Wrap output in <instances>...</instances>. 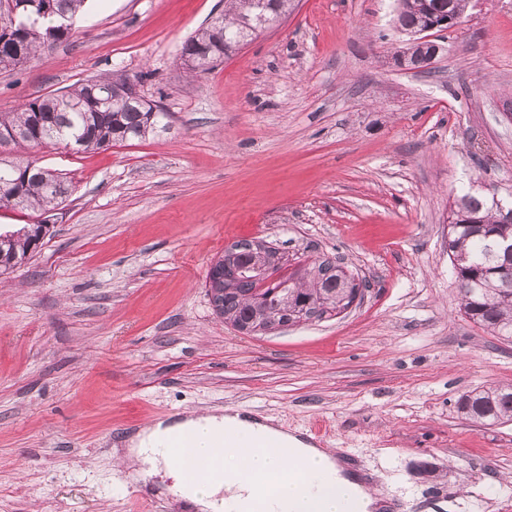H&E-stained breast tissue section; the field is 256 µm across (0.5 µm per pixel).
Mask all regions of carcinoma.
I'll return each mask as SVG.
<instances>
[{
    "label": "carcinoma",
    "mask_w": 512,
    "mask_h": 512,
    "mask_svg": "<svg viewBox=\"0 0 512 512\" xmlns=\"http://www.w3.org/2000/svg\"><path fill=\"white\" fill-rule=\"evenodd\" d=\"M29 7L18 11L16 22L0 26V71H10L28 62L52 45L71 37L73 20L87 0H24ZM397 20L408 33L424 30L466 11L469 0H398ZM293 0H225L224 14L189 37L182 57L191 70H210L225 56L252 37L271 28L288 15ZM433 40L413 39L398 53L397 61L414 66L431 57ZM124 80L100 75L66 90L37 97L16 112L0 113V129L12 130L16 148L64 145L78 153L113 144L143 140L169 129L167 113L149 112L138 103L108 98L106 90ZM70 184L62 174L37 165L27 157H0V208L13 207L44 215L57 210L69 195ZM448 225V256L456 272L461 310L473 323L503 341H512V277L505 280L498 270L512 272V255L492 250L494 239L512 237V216L502 213L494 196L467 191L456 197ZM50 232L48 224H28L12 233H0V275L25 263ZM350 278L339 270L316 283L300 288L277 285L256 292L252 275L239 276L229 286L214 280L206 283L214 311L236 325L259 312L281 319L285 312L308 301L331 311L346 302ZM457 411L471 423L494 425L512 421L511 387H477L463 393Z\"/></svg>",
    "instance_id": "carcinoma-1"
}]
</instances>
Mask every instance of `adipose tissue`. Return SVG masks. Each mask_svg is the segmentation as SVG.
Here are the masks:
<instances>
[{"label": "adipose tissue", "mask_w": 512, "mask_h": 512, "mask_svg": "<svg viewBox=\"0 0 512 512\" xmlns=\"http://www.w3.org/2000/svg\"><path fill=\"white\" fill-rule=\"evenodd\" d=\"M187 434L191 455L222 457L223 478L187 477L168 446ZM265 438L276 446L259 447ZM127 456L140 475L172 477L173 495L193 512H376L381 502L326 450L239 411L156 422L129 439Z\"/></svg>", "instance_id": "1"}]
</instances>
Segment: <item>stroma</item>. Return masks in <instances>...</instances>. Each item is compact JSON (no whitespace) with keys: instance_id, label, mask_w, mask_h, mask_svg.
<instances>
[{"instance_id":"stroma-1","label":"stroma","mask_w":512,"mask_h":512,"mask_svg":"<svg viewBox=\"0 0 512 512\" xmlns=\"http://www.w3.org/2000/svg\"><path fill=\"white\" fill-rule=\"evenodd\" d=\"M224 0H88L71 38L0 72V112L123 74L167 133L88 153L31 149L73 191L0 281V512H176L113 451L153 420L234 406L355 456L405 512H512V422L457 398L512 386V343L460 311L455 198L512 194V0H471L402 66L396 0H296L208 72L185 40ZM289 274L340 261L369 285L340 316L246 335L205 283L239 240ZM429 36L424 37L422 42H419V38L417 37L411 40V42H409V47H407L405 51H400L398 53L397 61L400 64L404 63L405 66L409 67L419 64L430 57L425 62L419 64V67L422 69L428 68L434 62L436 55L440 51V48H437L436 53L432 56L437 43L433 40H429Z\"/></svg>"}]
</instances>
